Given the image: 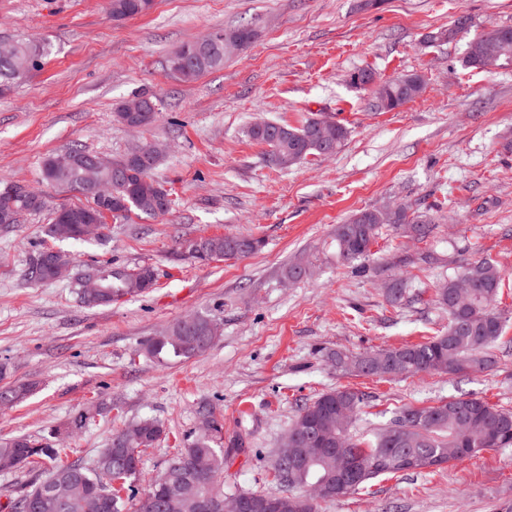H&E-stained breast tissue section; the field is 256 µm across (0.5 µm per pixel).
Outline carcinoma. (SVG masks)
<instances>
[{
	"instance_id": "1",
	"label": "carcinoma",
	"mask_w": 512,
	"mask_h": 512,
	"mask_svg": "<svg viewBox=\"0 0 512 512\" xmlns=\"http://www.w3.org/2000/svg\"><path fill=\"white\" fill-rule=\"evenodd\" d=\"M149 0H109V13L114 21H122L150 12ZM470 28L466 16L459 17L452 28L432 33L427 42L434 45L447 41ZM470 51L462 59L463 66L480 70L496 68L512 61V26H499L474 36ZM47 53L46 45L35 39L16 43L15 51L0 53V91H8L22 81L23 71L36 70ZM224 64V47L210 41L203 59L177 70L175 54L167 60L168 69L184 81L197 79L203 73ZM423 81L417 75L397 77L382 83L374 92L372 106L395 110L416 98ZM348 134L345 126L317 117L293 127L276 121L250 124L248 138L268 147L266 160L280 169L290 168L309 156H320L330 147H340ZM82 164L65 171L50 166L51 155L42 160V181L65 192H77L85 184L112 188L107 201L90 191L82 194L79 204L62 205L53 210L46 235L73 240L81 234L82 225L101 206L112 209V218L128 220L131 215L156 216L158 207L169 195L167 189L153 180L151 171L159 160L143 167L127 163L120 171L94 168L98 154L81 148L70 150ZM9 206L19 218L46 208V200L21 184L0 186V208ZM391 225L405 237L425 239L434 231L432 221L406 207L361 209L345 223L336 225L332 243L336 260L355 266L370 252L379 229ZM264 247V239L253 235L227 234L199 236L181 244L178 254L197 263L241 260ZM102 286L107 294L100 305L106 306L125 297L142 295L155 287L157 270L152 266L129 269L112 263L102 265ZM469 283L466 299L457 298V281ZM503 271L486 259L471 260L448 276L435 291L436 302L448 307V329L430 339L403 347L384 348L351 358L336 350L327 354L336 369L362 376H399L417 373H440L449 376L483 372L496 363L493 348L503 335L507 317L495 302L503 287ZM211 321L207 314H195L181 334L164 333L146 344L149 355L160 362L187 361L206 352L213 344L202 335ZM34 384L14 381L0 386V408L24 402L33 393ZM364 406L362 393L350 389H334L320 394L302 406L289 427L288 439L299 448L304 479L289 476L288 465L274 461L277 490L256 494L262 497H299L296 490L318 488L308 493L311 508L318 512L317 502L334 500L362 489L372 479L384 475L423 472L451 461H462L486 450L512 447V411L498 408L477 398H453L435 405H405L387 424L370 434H352L355 419ZM198 413L212 421L209 432H201L187 441L169 459L164 470L153 479L143 493L134 485L141 465V450L152 448L164 432L163 425L153 419H142L116 431L90 464L79 461L64 463L60 449L50 439L60 435L51 428L48 438L34 440L18 435L0 441V472H10L24 463H37L45 468V477L17 498L0 506L3 512H207L204 504L224 496V424L214 407L204 402ZM315 425L327 440L324 449L314 450L304 432L306 424ZM351 448L358 473L344 486L336 488V440ZM202 460L205 470L198 472L195 462ZM121 482L118 489L104 483V475ZM73 482L78 492L65 502L42 493L45 481ZM127 495H122V492Z\"/></svg>"
}]
</instances>
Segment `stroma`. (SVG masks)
I'll list each match as a JSON object with an SVG mask.
<instances>
[{
    "label": "stroma",
    "instance_id": "stroma-1",
    "mask_svg": "<svg viewBox=\"0 0 512 512\" xmlns=\"http://www.w3.org/2000/svg\"><path fill=\"white\" fill-rule=\"evenodd\" d=\"M467 16L473 33L512 26V0H156L147 15L112 21L107 0H0V40L47 45L41 68L0 96V182L40 191L46 212L0 225V365L7 381L36 389L0 410V439H35L81 409L110 410L82 432L55 439L63 461L91 462L113 432L143 419L165 433L141 454L145 476L161 472L199 429L207 400L224 417L225 493L275 489L272 464L300 405L350 388L365 396L357 429L403 405L473 395L512 410V65L464 67L468 40L429 45L427 34ZM253 43L191 82L166 67L184 43L240 25ZM378 80L416 74L418 97L398 109L372 106ZM135 92L158 99L151 125L116 122L113 104ZM309 117L345 125L329 157L270 166L245 129L259 120L299 126ZM139 142L165 152L153 176L172 206L159 218L110 221L106 241L48 237V212L76 197L42 183L41 161L72 146L118 158ZM405 206L433 216L417 241L381 230L363 271L330 250L337 224L364 208ZM237 233L265 247L209 265L177 257L183 241ZM74 254L69 276L36 283L27 269L44 250ZM505 273L496 305L510 314L493 370L364 377L336 370L323 353L351 356L424 341L448 326L434 291L469 259ZM114 261L158 271L155 288L101 308L74 288L84 265ZM309 262L297 283L283 271ZM407 280L402 305L385 300ZM212 314L216 343L187 361L145 350L177 320ZM319 512H512V448L487 450L431 472L381 476Z\"/></svg>",
    "mask_w": 512,
    "mask_h": 512
}]
</instances>
